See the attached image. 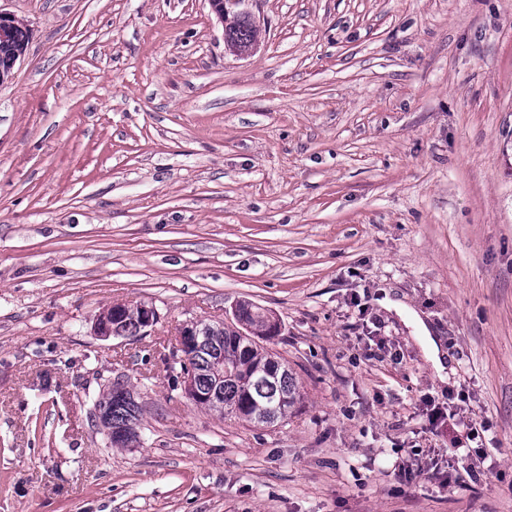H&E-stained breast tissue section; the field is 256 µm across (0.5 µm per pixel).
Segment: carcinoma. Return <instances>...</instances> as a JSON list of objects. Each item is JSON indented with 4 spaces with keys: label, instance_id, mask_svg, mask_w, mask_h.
Segmentation results:
<instances>
[{
    "label": "carcinoma",
    "instance_id": "carcinoma-1",
    "mask_svg": "<svg viewBox=\"0 0 512 512\" xmlns=\"http://www.w3.org/2000/svg\"><path fill=\"white\" fill-rule=\"evenodd\" d=\"M224 47L231 54H251L259 42L261 29L252 22L244 4L224 0ZM30 39L27 26L14 21L11 32L0 39V66L20 59ZM231 326L211 325L209 335L188 352L195 370L198 389L214 393L224 404L222 416H232L255 425H271L287 419L303 403L304 395L288 361L271 352L262 342L280 331V323L267 310L251 301L236 304ZM119 336H135L141 331L139 309L114 318ZM111 412L109 430L124 431L121 442L128 444L137 436L140 407L131 392L119 382L112 384L95 407Z\"/></svg>",
    "mask_w": 512,
    "mask_h": 512
}]
</instances>
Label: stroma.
<instances>
[{
  "label": "stroma",
  "instance_id": "1",
  "mask_svg": "<svg viewBox=\"0 0 512 512\" xmlns=\"http://www.w3.org/2000/svg\"><path fill=\"white\" fill-rule=\"evenodd\" d=\"M0 12V512H512V0H255L244 57L208 0ZM244 299L306 393L272 426L169 369ZM115 302L159 320L95 336ZM12 17L0 13V35H5L10 31L5 40L0 39V66L6 67L14 59L19 60L25 53L30 39V32L27 26ZM95 408L105 406L110 410L112 416V424L109 422L108 439L111 437L112 429V440L114 439V429L123 430L124 438L121 440L123 444H128L135 440L137 436V426L139 422L140 407L133 398L131 392L125 388L120 382L113 383L111 388L106 394L102 395L101 399L96 401L94 404Z\"/></svg>",
  "mask_w": 512,
  "mask_h": 512
}]
</instances>
